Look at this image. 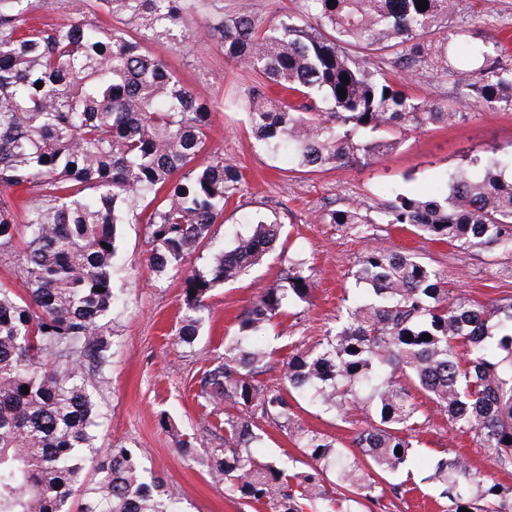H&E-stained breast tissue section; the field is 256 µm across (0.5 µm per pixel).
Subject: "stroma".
Here are the masks:
<instances>
[{"instance_id":"35a3bbf8","label":"stroma","mask_w":512,"mask_h":512,"mask_svg":"<svg viewBox=\"0 0 512 512\" xmlns=\"http://www.w3.org/2000/svg\"><path fill=\"white\" fill-rule=\"evenodd\" d=\"M451 25L477 30L506 51L512 65V0H454ZM217 13L212 0H188L187 24L196 37L185 45L146 42L145 51L161 58L211 112L209 146L226 164L242 172L240 191L212 225L208 244L188 256L189 265L210 264L218 250L232 245L235 235L251 233L256 218L275 219L283 226L284 254L305 260L314 270L315 291L309 302L288 308L274 328L266 330L272 352L270 368L261 373L266 384L277 383L283 359L296 339L314 346L336 323L344 298L357 295L352 273L366 242L326 223L328 211L350 205L374 214L378 203L398 188L420 198L446 195L444 173L465 166L478 150H512V112L470 107L468 116L448 124L425 127L404 136L387 155L375 160L307 173L290 170L286 160L264 150L247 124L242 96L252 76L224 59L218 40L208 37ZM371 68L402 83L406 94L456 108L460 89L454 77L417 63L401 71L394 54L370 59ZM370 243L388 250H409L446 276L451 290L487 303L512 296V255H463L402 225L373 224ZM151 244L146 222L121 225L118 261L128 275L120 283L125 303L112 313V351L103 372L91 373L94 394L104 413L97 430L99 446L116 442L144 449L147 465L167 486L177 489L184 512H268L227 497L206 465L214 448L224 445L219 422L229 405L211 406L198 399V380L205 358L223 353L234 335L240 314L260 288L282 282L280 256L270 255L237 281L217 285L208 299L209 316L192 345L173 344L184 314L182 284L154 275L147 266ZM297 424L334 438L353 450L354 426L336 421L301 404L294 408ZM195 450L185 458L181 440ZM417 448L410 471L421 488L403 498L386 495L381 504L364 503L359 512H441L432 461L454 452L465 455L473 471L510 486L512 472L500 471L489 449L477 447L446 416L432 414L413 435Z\"/></svg>"}]
</instances>
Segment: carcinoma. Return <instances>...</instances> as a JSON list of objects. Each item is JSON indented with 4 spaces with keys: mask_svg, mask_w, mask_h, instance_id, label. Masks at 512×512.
<instances>
[{
    "mask_svg": "<svg viewBox=\"0 0 512 512\" xmlns=\"http://www.w3.org/2000/svg\"><path fill=\"white\" fill-rule=\"evenodd\" d=\"M416 2L303 0L300 15L275 25L246 7L221 16L211 36L225 59L257 77L247 108L256 138L318 172L379 158L408 132L456 116L366 65L385 52L404 67L455 75L462 107L512 110V69L497 43L449 25L454 0H427L424 9ZM63 4L73 12L68 25L27 27L34 0H0V253L25 240L17 275L26 284L23 294L0 286V512H72L79 493V512H181L179 494L150 474L143 449L97 445L100 415L86 369L101 370L111 350L108 317L121 302L117 226L137 200L153 204L148 265L181 278V344L199 336L211 290L261 262L281 226L259 219L207 269L184 267L241 184L236 168L205 153L208 105L142 49L144 40L190 41L186 2ZM97 9L129 28L88 20ZM271 84L293 100L270 97ZM445 180L442 201L395 193L374 219L349 206L326 223L362 239L376 222L409 225L461 254L512 255V151L476 153ZM19 188L31 193L23 224L10 203ZM353 279L370 297L352 300L322 343L294 349L280 382L268 385L258 376L270 353L254 336L309 301L315 287L309 265L288 260L284 283L260 290L224 354L202 372L197 397L240 411L224 420V447L207 462L228 496L271 512H353L351 504H379L388 491L401 497L407 481L392 478L406 467L412 432L429 421L418 395L492 450L497 467L512 469V297L452 295L444 275L415 253L375 246L361 252ZM301 400L342 423L354 411L366 415L353 439L363 457L295 425ZM259 420L288 431L306 469L254 457ZM432 479L446 512H512V487L476 476L457 455L437 458Z\"/></svg>",
    "mask_w": 512,
    "mask_h": 512,
    "instance_id": "cac0c4a2",
    "label": "carcinoma"
}]
</instances>
